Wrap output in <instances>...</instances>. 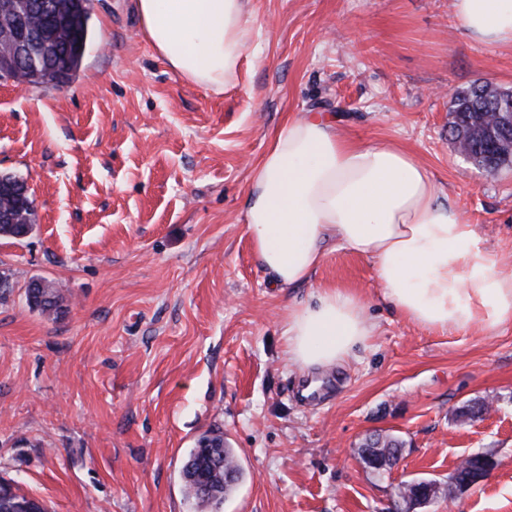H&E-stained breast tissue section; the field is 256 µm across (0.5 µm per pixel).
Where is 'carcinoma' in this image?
<instances>
[{
  "mask_svg": "<svg viewBox=\"0 0 512 512\" xmlns=\"http://www.w3.org/2000/svg\"><path fill=\"white\" fill-rule=\"evenodd\" d=\"M47 39L51 41L53 51L47 56H35L34 64L50 78L55 71L64 68L77 72L89 40L88 22L63 14L58 26L48 32ZM504 108L512 109V91L501 90L485 81L476 82L457 93L453 101L449 134L475 166L488 172L512 163V149H491L483 129L485 120ZM0 181L12 185V189L0 191V211L16 219L14 224L0 225V235L17 238L26 227L34 224V201L25 193V182L12 176H1ZM26 294L30 306L43 315L54 316L62 307V291L52 282H46L44 288H29ZM402 448L403 443L398 439L373 433L361 444L358 456L367 467L377 472L388 471L397 464ZM183 477L190 497L203 506L214 510L220 508L224 493L241 477L234 449L224 447L222 431L212 429L198 437L188 453ZM419 493L430 495L433 501L450 490L446 482L428 480L405 485L400 499L412 508L413 497ZM0 512H46V508L35 499L13 492L5 484L0 485Z\"/></svg>",
  "mask_w": 512,
  "mask_h": 512,
  "instance_id": "cac0c4a2",
  "label": "carcinoma"
}]
</instances>
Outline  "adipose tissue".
Instances as JSON below:
<instances>
[{
  "label": "adipose tissue",
  "instance_id": "1",
  "mask_svg": "<svg viewBox=\"0 0 512 512\" xmlns=\"http://www.w3.org/2000/svg\"><path fill=\"white\" fill-rule=\"evenodd\" d=\"M251 0H134L145 39L187 82L223 92L255 34ZM474 41L512 45V0H454ZM245 231L275 286L307 282L328 241L372 260L382 295L429 329L486 332L512 323V273L475 225L439 199L428 168L395 144L341 138L316 114L288 119L249 177ZM372 327L353 295L324 289L288 310L290 360L328 368L350 358Z\"/></svg>",
  "mask_w": 512,
  "mask_h": 512
}]
</instances>
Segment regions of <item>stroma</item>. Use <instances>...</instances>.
<instances>
[{"mask_svg":"<svg viewBox=\"0 0 512 512\" xmlns=\"http://www.w3.org/2000/svg\"><path fill=\"white\" fill-rule=\"evenodd\" d=\"M90 13L65 87L0 83V175L26 180L36 213L27 237L0 236V481L49 512H200L182 468L218 428L243 472L219 512H393L398 485L474 454L488 479L421 512H512V324L416 325L332 242L308 282L276 287L243 223L270 135L327 112L348 140L412 151L512 270V166L475 169L448 133L458 91L512 90V46L470 39L453 0H251L257 35L216 93L158 57L131 0ZM35 279L63 288L58 318L29 307ZM325 288L373 330L307 372L284 322ZM477 400L484 416L458 417ZM374 432L404 442L392 470L357 454Z\"/></svg>","mask_w":512,"mask_h":512,"instance_id":"stroma-1","label":"stroma"}]
</instances>
